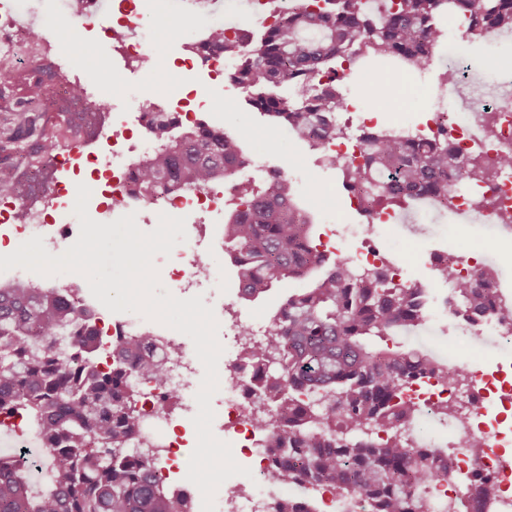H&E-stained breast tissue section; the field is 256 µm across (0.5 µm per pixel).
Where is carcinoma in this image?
Wrapping results in <instances>:
<instances>
[{"label": "carcinoma", "mask_w": 512, "mask_h": 512, "mask_svg": "<svg viewBox=\"0 0 512 512\" xmlns=\"http://www.w3.org/2000/svg\"><path fill=\"white\" fill-rule=\"evenodd\" d=\"M469 15L472 33L512 29V0H401L386 15L363 0H324L317 11L284 16L262 41L245 48L224 31L213 34L212 49L233 56V84L244 86L245 104L276 128H292L317 143L336 134L331 111L336 101L317 93L309 79H328L361 42L381 58L396 57L418 71L442 42L443 17ZM294 85L304 100L294 110L280 107V89ZM174 122L159 114L150 125L161 148L137 168L138 191L156 198L200 188L228 176L239 161V144L205 126L171 134ZM32 132L24 116L0 136ZM362 169L354 180L367 197L393 205L415 200L420 191L448 192V179L464 173L444 138L421 140L413 148L382 130L363 133ZM316 227L278 174L242 199L224 222V244L236 269L241 299L265 297L285 279L309 284L290 295L270 317L266 346L254 358L270 383L281 390L274 410L286 426L274 476L285 484L299 479L329 487L338 495L360 493L373 512H429L428 494L448 476L438 463L409 446L402 432L408 412L396 398L411 380L431 369L417 351L378 348L398 327H416L425 308L410 288L387 282L385 273L329 262L313 251ZM456 298L474 318L486 314L480 288L468 279ZM74 325L82 353L75 370L55 360L27 361L29 338L50 336ZM97 329L58 288L25 282L0 284V411L32 415L48 443L57 447L54 480L32 492L29 473L0 454V512H180V503L156 483L146 464L126 447L136 413L120 386L122 372H104ZM119 355L143 374L161 377L163 365L150 340L129 339ZM311 392L328 410L341 437L331 441L312 428L321 414L300 396ZM383 431L382 447H371L367 432Z\"/></svg>", "instance_id": "1"}]
</instances>
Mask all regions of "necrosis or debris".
Wrapping results in <instances>:
<instances>
[{
    "instance_id": "1",
    "label": "necrosis or debris",
    "mask_w": 512,
    "mask_h": 512,
    "mask_svg": "<svg viewBox=\"0 0 512 512\" xmlns=\"http://www.w3.org/2000/svg\"><path fill=\"white\" fill-rule=\"evenodd\" d=\"M155 0H133L126 19L111 28L112 49L129 71L144 68L151 57L156 32L142 21ZM246 0L249 24H225L228 37L251 45L255 31H267L280 18L295 12L297 0ZM75 17L84 36H92L103 14L95 0H0V74L25 70L39 78L42 98L48 109L61 110L67 118L57 132V144L48 147L46 138L25 144H6L0 175L25 185L23 197L0 196V233L12 239L42 237L47 250L55 251L70 242L80 225L67 202L68 183L64 174L90 173L96 195L90 198L92 219L108 223L135 214L137 223L152 224L155 214L184 219L187 239L177 244L168 257V279L180 298L202 296L222 318L225 335L234 340L236 353L224 365V415L221 428L239 444L242 454L258 460L251 478L225 484L215 495L216 512H298L307 496L304 485L285 486L273 476L272 460L284 439V431L270 417L268 403L258 396L262 365L252 359L255 347L265 345L268 322L245 319L238 305L225 299L220 278L208 263V254L223 246V236L215 229L224 222L228 206L238 204L250 190L259 189L269 169L253 152L242 155L233 174L224 181L171 196L145 199L139 196L132 175L140 159L156 150L147 129L158 112L167 113L179 126L202 124V113L187 104L166 98H141L134 88H126L123 100L134 108L133 115L103 108L100 98L113 89L117 80L107 58L90 59L85 74L66 69L67 51L60 46L53 29L43 20L45 10ZM209 33H195L182 41L180 66L217 78L223 76L226 59L207 50ZM425 124L413 126L396 121L387 128L399 141L429 139L446 129L448 148L470 168V176L458 180L447 195L419 197L408 215L386 207H370L351 175L363 163L365 130L378 124L375 113L364 112L356 103L340 107L346 116L337 123L334 138L316 146L318 166L339 174L349 205L364 218L360 224H337L318 237L319 252L334 253L343 265L382 270L389 282L402 284V268L397 257L376 244L390 226L407 221L439 224L444 231L464 226L486 229L494 250H479L462 256L448 250L430 254L435 271L454 268L459 275L478 279L492 256L512 258V168L503 158L512 156V74L496 71L482 63L479 71H466L454 85L438 83L428 90L423 103ZM140 129L130 136L129 125ZM91 315L105 342L100 358L103 370L123 371L124 384L141 393L138 426L131 452L149 464L160 484H167L177 466L183 444L178 423L197 411L194 378L198 364L194 345L186 335L144 317L116 316L104 320L95 297L75 279L56 282ZM490 310L480 322H473L453 296L433 294L434 310L423 326L448 339L440 352L435 373L412 382L402 399L415 405L408 419V439L412 446L448 455L455 472L464 474L473 493L492 486L494 512H512V461L499 454L500 421L490 418L487 404L497 401L512 412V285L493 280L484 290ZM151 337L163 359L162 378H147L117 356L127 339ZM505 341L489 371L473 364L489 340ZM29 349L40 357L55 359L71 369L81 363L71 329L52 336L34 338ZM6 431L18 465L36 469L42 480H52L55 458L44 436L24 415L0 411V431ZM480 442L482 451L473 454L471 442Z\"/></svg>"
}]
</instances>
